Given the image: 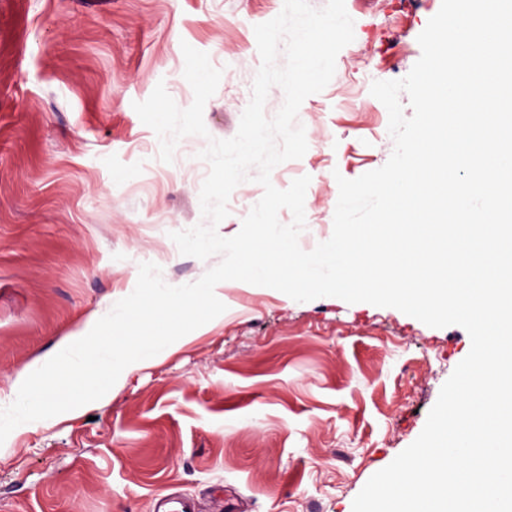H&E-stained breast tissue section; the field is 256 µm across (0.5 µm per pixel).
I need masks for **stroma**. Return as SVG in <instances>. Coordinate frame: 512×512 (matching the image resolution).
I'll return each mask as SVG.
<instances>
[{
	"label": "stroma",
	"mask_w": 512,
	"mask_h": 512,
	"mask_svg": "<svg viewBox=\"0 0 512 512\" xmlns=\"http://www.w3.org/2000/svg\"><path fill=\"white\" fill-rule=\"evenodd\" d=\"M441 0H345L354 40L298 121L308 150L277 166L301 176L309 251L328 240L339 190L389 159L376 80L404 78ZM283 0H0V407L16 374L107 314L152 262L178 286L220 256L182 255L170 234L202 221L208 138L238 131L261 60L253 28ZM221 69L207 137L172 162L134 103L164 83L193 91L182 44ZM232 192L218 226L236 235L260 200ZM226 310L75 416L33 421L0 445V512H155L165 496L196 512H352L355 497L422 432L469 353L458 325L433 328L391 307L336 297L297 302L224 281Z\"/></svg>",
	"instance_id": "obj_1"
}]
</instances>
